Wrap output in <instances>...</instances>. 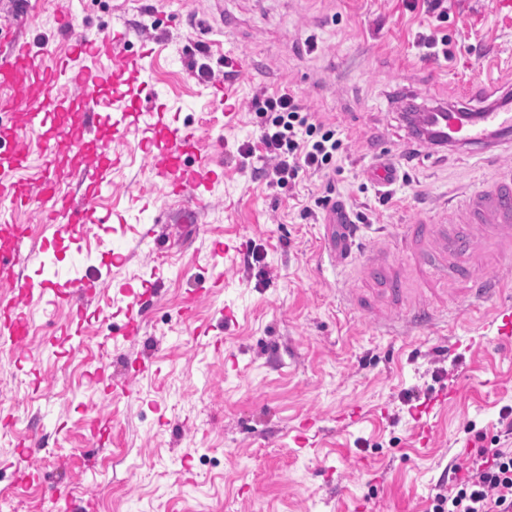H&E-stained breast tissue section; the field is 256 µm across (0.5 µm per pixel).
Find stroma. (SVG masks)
Masks as SVG:
<instances>
[{"label":"stroma","mask_w":512,"mask_h":512,"mask_svg":"<svg viewBox=\"0 0 512 512\" xmlns=\"http://www.w3.org/2000/svg\"><path fill=\"white\" fill-rule=\"evenodd\" d=\"M67 11L79 32L128 31V53L149 42L157 94L136 82L104 89L113 111L132 103L140 114L115 144L122 163L101 201L123 221L88 225L60 249L58 276L75 278L106 249L122 262L86 307L30 300L29 336L0 348L7 512H429L448 464L479 444L512 448L500 423L512 408V338H498L490 306L468 307L492 240L449 227L472 249L425 285L397 245L403 225L445 223L450 192L477 185L482 164L430 146L406 155L394 98L455 102L461 84L485 81L491 57L499 86L512 84V0H442L436 12L429 0L413 10L405 0H0V30L63 55ZM420 32L447 37V55L421 49ZM203 63L209 76L197 73ZM224 78L241 103L230 114L210 95ZM283 87L339 129L329 178L280 188L265 155L241 164L238 147L259 135L252 98ZM157 112L196 125L202 152L222 162L202 202L173 197L144 166ZM381 150L399 168L387 192L365 176ZM329 182L356 231L334 267L318 204ZM377 246L405 287L448 300L457 317L369 323L349 295L389 308L384 279L367 270ZM218 277L223 288L202 291ZM148 279L140 332L126 339L118 287ZM126 378L128 393L114 386Z\"/></svg>","instance_id":"1"}]
</instances>
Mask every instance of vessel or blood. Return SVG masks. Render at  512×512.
Returning <instances> with one entry per match:
<instances>
[{
    "instance_id": "1",
    "label": "vessel or blood",
    "mask_w": 512,
    "mask_h": 512,
    "mask_svg": "<svg viewBox=\"0 0 512 512\" xmlns=\"http://www.w3.org/2000/svg\"><path fill=\"white\" fill-rule=\"evenodd\" d=\"M60 29L69 41L70 53L90 57L96 61V68L72 69L66 62L54 59L51 52H33L30 44L19 38L0 47V118L25 113L27 126L37 130L39 140L37 153H30L20 143L18 126L0 122V194L10 197L19 209L39 201L42 221L53 226L55 235L78 236L86 225L102 223L98 208L108 184L107 174L121 159L112 147L119 124L105 110L102 89L107 85L120 88L132 80L145 79L146 74L139 56L126 52V31L115 29L103 36L78 33L68 13L61 16ZM32 88L39 94V105L30 111L25 94ZM76 107L85 113L87 123L74 121L72 110ZM454 114V109H445V131L480 154L487 151L490 132L512 133V108L505 105L482 108L478 121L464 125L456 122ZM92 124L97 127L101 144L79 169V192L74 195L64 188L69 174L60 161V149H83ZM149 129L150 147L143 163L169 185L172 194L198 198L221 180V166L199 151L196 128L178 126L160 117ZM31 168L36 171L35 177L25 179L24 171ZM450 221L476 225L501 243L502 259L512 260V171L492 170L477 187L458 193ZM25 235L26 230L20 225H0V286L19 291L17 298L0 309V333L9 334L18 343L31 330L20 308V296L30 293L35 285L44 295L58 292L62 286L54 269L55 259L45 246L31 258L38 266L39 283H31L25 277L31 260L19 248ZM469 296L475 307L497 299V333L512 335V288L504 280L494 271H485L477 276Z\"/></svg>"
}]
</instances>
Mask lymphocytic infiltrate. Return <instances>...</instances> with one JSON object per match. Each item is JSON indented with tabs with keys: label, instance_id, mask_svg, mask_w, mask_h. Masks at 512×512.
I'll list each match as a JSON object with an SVG mask.
<instances>
[{
	"label": "lymphocytic infiltrate",
	"instance_id": "obj_1",
	"mask_svg": "<svg viewBox=\"0 0 512 512\" xmlns=\"http://www.w3.org/2000/svg\"><path fill=\"white\" fill-rule=\"evenodd\" d=\"M260 119L258 142L238 148L248 159L263 150L272 160V182L283 187L299 175L326 176L336 168L343 141L335 126L308 110L288 89L254 96ZM453 478L435 494L432 512H512V448H480L465 462L453 464Z\"/></svg>",
	"mask_w": 512,
	"mask_h": 512
}]
</instances>
